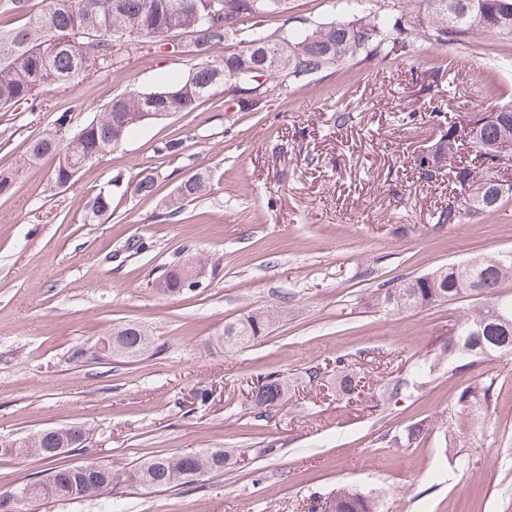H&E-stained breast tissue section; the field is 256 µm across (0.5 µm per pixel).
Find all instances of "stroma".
Returning a JSON list of instances; mask_svg holds the SVG:
<instances>
[{
	"label": "stroma",
	"instance_id": "stroma-1",
	"mask_svg": "<svg viewBox=\"0 0 512 512\" xmlns=\"http://www.w3.org/2000/svg\"><path fill=\"white\" fill-rule=\"evenodd\" d=\"M407 38L408 54L331 68L247 109L216 88L195 111L143 126L70 187L52 188L44 164L0 195V441L79 425L87 446L60 463L116 470L201 448L243 453L230 472L171 489L118 485L115 512H312L339 485L378 497L381 512H512V354L372 399L412 378L482 302L387 312L372 297L378 284L512 250V199L463 224L433 220L450 194L446 124L512 100V36ZM197 61L186 45L123 49L109 70L45 87L41 109L0 110V168L61 113L80 125L114 95L154 90ZM172 139L179 155L160 153ZM201 168L207 199L159 220L161 201ZM147 173L153 195L127 192ZM101 190L112 193L111 217L84 223ZM131 240L145 249L126 251ZM188 254L200 288L158 292L153 279ZM267 310L275 319L249 346L215 344L226 323ZM126 324L147 328L156 350L93 358ZM339 355L365 375L347 401L334 385ZM271 374L288 381V401L262 417L251 393ZM489 384L491 406L459 402L463 388ZM414 425L427 433L410 444Z\"/></svg>",
	"mask_w": 512,
	"mask_h": 512
}]
</instances>
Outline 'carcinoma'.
I'll use <instances>...</instances> for the list:
<instances>
[{
    "mask_svg": "<svg viewBox=\"0 0 512 512\" xmlns=\"http://www.w3.org/2000/svg\"><path fill=\"white\" fill-rule=\"evenodd\" d=\"M379 0H337L336 17L327 22L301 27H281L273 32L265 28L266 18L288 10V0H48L46 8L31 12L30 0H0V14H22L24 26L0 31V109L40 104L41 91L50 85L64 86L78 76L107 70L114 65L116 52L125 47L150 53L157 38L173 31L180 33L192 26L199 15L210 16V27L199 37L206 49H220L233 42L239 50L221 60L200 61L187 76L176 79L150 93L130 91L117 94L102 114L64 139L58 135L70 124L62 113L55 129L34 139L22 160L10 169L0 170V194L8 192L25 170L52 163L53 187L72 182L88 163L116 152L141 125L150 122L149 113L169 116L194 111L213 89L224 84V74L238 69L242 57H250L248 43L258 35L269 40L268 47L279 55L282 72L270 75L266 82L282 85L301 82L333 66L369 57L401 56L406 40L401 20L410 14L423 18L421 36L429 42L445 45L457 42L476 31L494 30L512 34V0H391L380 6ZM512 147V104L498 109L496 120L485 124L475 137L455 130L448 122V156L460 147L484 160L485 167L464 165L448 171L451 191L465 193V182L490 179L491 164L501 157L499 148ZM209 175L199 170L183 179L161 203L162 216L173 219L185 206L209 195ZM506 198L472 200L467 212L457 215L452 208L436 216L438 224H462L476 213L496 212ZM111 191H99L85 205L83 221L101 222L110 212ZM179 262L168 264L155 280V288L178 293ZM512 282V254L476 257L474 265L450 264L403 284L381 283L373 293L374 301L386 311L428 306L451 298L483 294L486 301L467 313L456 331L448 337L441 355L448 362L469 359L473 362L512 354V292H504ZM273 321V314H249L224 325L216 343L224 348L242 347L257 339ZM112 357L139 358L154 345V337L139 325H127L112 331ZM361 377L336 358V392L346 398L358 389ZM288 400V382L268 377L253 395L255 406L267 413ZM90 433L79 426L60 428L48 438L36 431L21 457L42 460L57 456L63 445L67 451L85 448ZM238 462L228 448H202L146 460L127 473L120 474L105 464L79 469L74 464L57 468L44 478L21 482L0 492V502L18 491L26 492L28 502L44 500H97L103 512H112V490L122 482L148 489H170L188 479L220 474ZM323 512H378L375 497L350 486H341L323 498Z\"/></svg>",
    "mask_w": 512,
    "mask_h": 512,
    "instance_id": "obj_1",
    "label": "carcinoma"
}]
</instances>
